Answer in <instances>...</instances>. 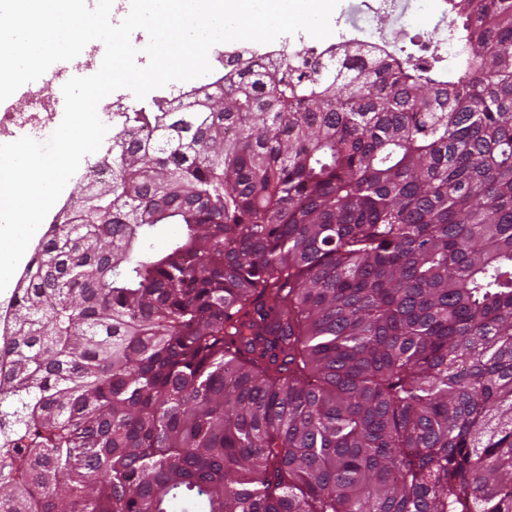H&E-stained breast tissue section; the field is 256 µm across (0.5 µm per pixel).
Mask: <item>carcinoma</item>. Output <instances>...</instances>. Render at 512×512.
Returning a JSON list of instances; mask_svg holds the SVG:
<instances>
[{
  "label": "carcinoma",
  "mask_w": 512,
  "mask_h": 512,
  "mask_svg": "<svg viewBox=\"0 0 512 512\" xmlns=\"http://www.w3.org/2000/svg\"><path fill=\"white\" fill-rule=\"evenodd\" d=\"M448 18L129 113L15 293L0 512H512V0Z\"/></svg>",
  "instance_id": "1"
}]
</instances>
